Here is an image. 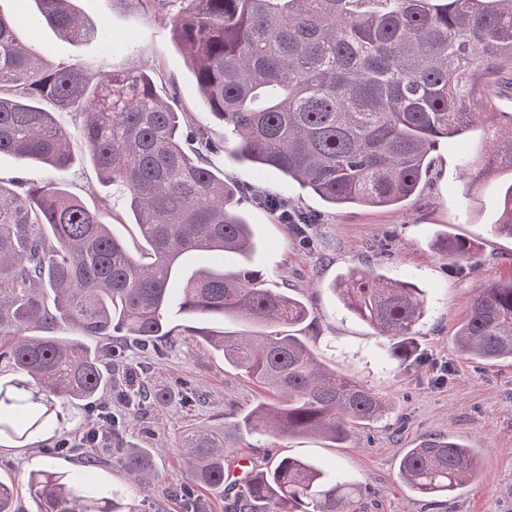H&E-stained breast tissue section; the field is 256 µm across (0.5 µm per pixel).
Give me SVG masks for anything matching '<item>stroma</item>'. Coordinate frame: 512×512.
<instances>
[{
    "mask_svg": "<svg viewBox=\"0 0 512 512\" xmlns=\"http://www.w3.org/2000/svg\"><path fill=\"white\" fill-rule=\"evenodd\" d=\"M76 6L96 31L93 39L80 43L59 38L39 21L33 0H0V14L19 21L23 37L52 61H76L101 74L150 70L160 95L176 90L189 123L204 126L212 138H227L223 124L206 115L185 53L170 26L157 19L158 14L181 10V0H162L151 8L143 0H76ZM483 146L478 129L442 143L429 181L400 211L332 209L295 181L236 161L227 151L216 157L225 180L252 187L255 193L285 196L289 207L321 213V222L301 235L277 214L256 205L253 195L240 201L259 244L255 263L268 286L303 298L314 312L311 324L300 332L302 339L327 364L371 383L393 402L386 421L357 428L339 445L319 438L234 436V452L226 468H233L240 458L262 467L289 455L310 459L327 471L347 474L369 486L365 512H512V364L470 359L459 355L453 345L475 289L512 276V238L491 229L500 211L498 186L492 180L469 183L461 167V156H476ZM64 177L72 194L89 207L103 209L104 222L112 224L127 244H134L131 217L105 211L112 189L100 181L90 162H75ZM440 233L473 242L475 254L464 263L462 273L452 272L434 250ZM367 264L406 273L423 288L430 313L419 328L422 362L381 369L371 330L344 310L330 290V282L340 274ZM168 318L177 328L176 335L151 347L117 339L112 390L99 402L85 401L67 410L69 436L95 427L97 406L103 403L120 416L124 447L150 450L159 479L146 512H185L184 500L175 492L184 479L176 446L184 429L223 427L234 414L266 396L196 334L204 328L234 335L242 332V324L176 311ZM186 383L197 390L199 400L185 402L182 386ZM148 389L163 393L164 398L145 410L125 407L116 398L120 390L135 395ZM429 435L461 441L478 449L482 457L479 479L464 485L453 500L432 505L400 481L398 470L403 450ZM53 445L50 436L35 435L26 446L11 443L0 448V478L17 486L22 512H32L26 475L38 465L74 472L94 459L100 464L102 483L126 486L110 449L77 448L47 455Z\"/></svg>",
    "mask_w": 512,
    "mask_h": 512,
    "instance_id": "stroma-1",
    "label": "stroma"
}]
</instances>
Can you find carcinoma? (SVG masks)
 <instances>
[{"instance_id": "cac0c4a2", "label": "carcinoma", "mask_w": 512, "mask_h": 512, "mask_svg": "<svg viewBox=\"0 0 512 512\" xmlns=\"http://www.w3.org/2000/svg\"><path fill=\"white\" fill-rule=\"evenodd\" d=\"M62 38L95 34L73 0H35ZM160 15L185 51L208 114L231 128V154L311 189L332 207L396 209L414 196L442 139L489 122L486 145L463 158L471 183H502L494 232L512 237V112H480L478 84L512 72V0H186ZM81 119L79 136L57 119ZM224 146L202 126L182 125L176 103L152 78L102 76L50 62L0 14V155L60 174L13 192L0 185V438L64 432L62 409L112 385L85 339L127 336L143 345L175 335L166 316L242 321L252 330L203 335L224 361L269 398L234 429L261 438L316 435L334 444L387 419L375 386L325 367L298 327L303 300L266 286L253 269L257 242L238 211L247 188L224 181L212 156ZM88 155L112 187L113 207L133 217L131 250L61 177ZM221 252L232 269L188 268L190 255ZM472 246L442 238L436 253L455 266ZM332 291L382 339L385 367L417 350L414 327L429 310L409 276L352 269ZM69 324L80 337L57 335ZM455 349L486 362L512 361V277L476 289ZM228 431L195 428L178 439L186 512H208L194 490L224 493ZM112 452L133 488L149 497L158 474L144 448ZM90 461L72 473L33 469L27 491L39 512H124L125 495L102 486ZM481 472L479 455L455 440L426 438L403 450L399 475L429 500L449 498ZM362 484L284 456L252 473L224 512H361ZM14 484L0 479V512H19Z\"/></svg>"}]
</instances>
